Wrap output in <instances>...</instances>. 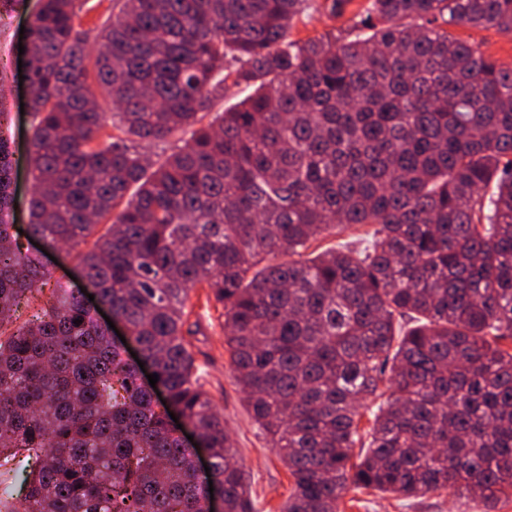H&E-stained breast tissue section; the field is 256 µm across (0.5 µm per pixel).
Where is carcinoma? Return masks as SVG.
<instances>
[{
  "mask_svg": "<svg viewBox=\"0 0 512 512\" xmlns=\"http://www.w3.org/2000/svg\"><path fill=\"white\" fill-rule=\"evenodd\" d=\"M75 2L38 0L27 31V234L75 254L168 403L81 289L19 321L49 271L10 223L0 136V512L21 489L31 512H205L212 493L254 512L184 344L203 283L294 480L284 512H338L352 486L492 512L512 491V67L450 28L512 33V0H368L307 40L289 38L305 0H119L91 70ZM229 80L253 92L203 124ZM109 117L123 136L99 144ZM187 128L161 162L136 150ZM357 224L362 249L299 258ZM171 412L210 449L214 491Z\"/></svg>",
  "mask_w": 512,
  "mask_h": 512,
  "instance_id": "carcinoma-1",
  "label": "carcinoma"
}]
</instances>
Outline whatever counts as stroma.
I'll use <instances>...</instances> for the list:
<instances>
[{"label": "stroma", "mask_w": 512, "mask_h": 512, "mask_svg": "<svg viewBox=\"0 0 512 512\" xmlns=\"http://www.w3.org/2000/svg\"><path fill=\"white\" fill-rule=\"evenodd\" d=\"M325 0H308L303 16L290 31L294 40L333 35L345 27L342 18H331ZM30 11L0 9V107L9 114L6 134L17 162L13 209L14 224H27L28 203L34 189L29 165L31 116L21 112L27 99L19 86V31L29 25ZM457 35L479 48L503 66H512V34L496 30L460 27ZM183 334L186 347L195 360L200 381L213 405L224 417L231 434L232 449L243 463L244 478L254 504V512H282L292 491L293 479L271 447L263 430L250 417L244 396L237 386L230 355L224 342V307L208 288L196 287L186 307ZM339 512H484L480 502L460 494L441 493L423 499H407L395 494L365 489H350L340 503Z\"/></svg>", "instance_id": "obj_1"}]
</instances>
